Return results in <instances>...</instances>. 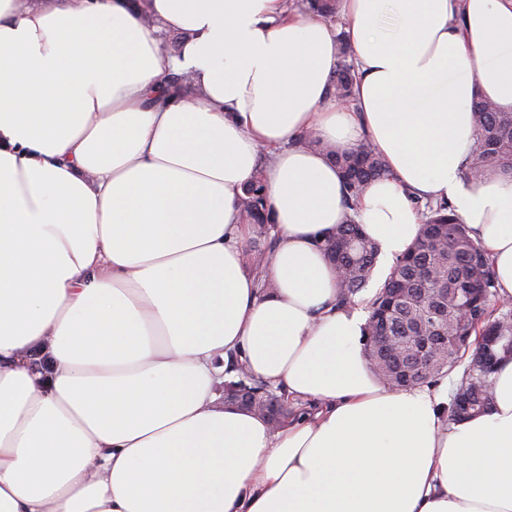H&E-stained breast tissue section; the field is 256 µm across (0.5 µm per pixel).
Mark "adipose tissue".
<instances>
[{
	"label": "adipose tissue",
	"mask_w": 512,
	"mask_h": 512,
	"mask_svg": "<svg viewBox=\"0 0 512 512\" xmlns=\"http://www.w3.org/2000/svg\"><path fill=\"white\" fill-rule=\"evenodd\" d=\"M291 4L0 0V512H512V362L456 423L447 378L388 390L325 253L350 214L388 271L447 202L512 300V178L462 179L474 98L512 112V0ZM363 141L388 172L349 210L330 155ZM233 357L293 421L225 405ZM338 42V62L334 72L330 94L336 99H347L350 97L351 89L356 78L354 65L348 60L351 57V50L348 44L342 39L337 38ZM265 206L266 200L261 180L256 178L244 188V194L241 197L240 205L242 214L248 224H257V226L261 224L265 225L264 227L262 225L258 227L254 225L256 240L263 239L261 240L262 244L264 243L263 241L269 239V242L263 245V247H260V243H257L255 240L253 242L254 245L249 249L251 264L256 269H259L264 264L267 253L275 245V239L269 237L271 225L265 224Z\"/></svg>",
	"instance_id": "adipose-tissue-1"
}]
</instances>
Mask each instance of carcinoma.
<instances>
[{
	"mask_svg": "<svg viewBox=\"0 0 512 512\" xmlns=\"http://www.w3.org/2000/svg\"><path fill=\"white\" fill-rule=\"evenodd\" d=\"M299 6L313 8L325 16L340 11L339 0H299ZM338 62L334 72L330 94L338 99L350 97L355 80L354 65L349 61L351 50L348 44L337 38ZM475 135L465 175L468 181L477 183L491 174L512 177V112H502L492 102L479 98L474 101ZM342 173L348 190L347 208L354 207L357 199L374 180L386 174V164L379 152L364 142L352 151L333 157ZM266 200L261 178L244 188L241 211L249 224L255 225L258 242L250 247V261L260 268L267 253L274 247L275 239L269 237L271 225L265 223ZM422 215L419 233L412 246L396 261L390 274L369 301L370 314L364 328V336H408L412 326L424 323V335L429 337V349L438 348V329L445 327L441 321H431L427 308L428 299L439 296L448 306L454 305V289L482 288L485 299L481 308L472 313L469 325L471 335H484V329L493 324L503 336L512 335V310L499 312L493 301L498 297L495 277L480 246L470 237L467 225L459 221L451 204L433 205L416 202ZM267 244L259 245V240ZM326 251L336 264L340 305L354 303L371 280L376 268L379 248L352 217L337 225L336 235L326 245ZM364 356L371 374L391 391H400L406 385L397 383V358L409 359L413 354L406 346L400 347L398 357H388L368 350L363 345ZM462 368L456 394L448 404V420L462 421L488 411L494 400V371L486 372L474 363L473 356L456 355L450 361H435L424 383L431 384L440 377ZM247 382L257 393L269 412L270 425L280 427L294 417L287 399L275 401L277 394L269 385L238 369L237 379L227 382L236 386ZM467 391L474 398V406L465 415L456 412L457 394Z\"/></svg>",
	"mask_w": 512,
	"mask_h": 512,
	"instance_id": "obj_1",
	"label": "carcinoma"
}]
</instances>
